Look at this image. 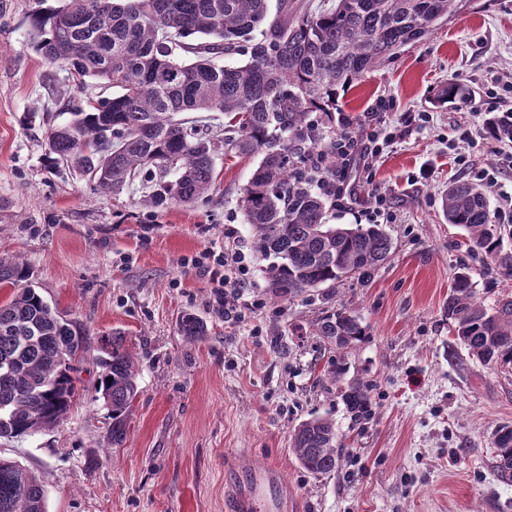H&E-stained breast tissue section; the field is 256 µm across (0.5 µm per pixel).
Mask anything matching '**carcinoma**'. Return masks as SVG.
<instances>
[{
	"instance_id": "carcinoma-1",
	"label": "carcinoma",
	"mask_w": 512,
	"mask_h": 512,
	"mask_svg": "<svg viewBox=\"0 0 512 512\" xmlns=\"http://www.w3.org/2000/svg\"><path fill=\"white\" fill-rule=\"evenodd\" d=\"M34 0L30 24L35 48L66 79L94 80L116 92L70 109L47 132V161L86 178L97 191L137 188L151 208L209 199L215 156L261 157L243 189L241 210L267 290L285 302L310 289L356 278L365 281L391 255L392 240L378 224L327 222L324 198L313 188L316 144L312 112L331 115L337 92L404 49L420 43L460 0H323L312 6L278 0H64L58 7ZM238 56L234 65L220 59ZM468 89L448 82L442 101L465 99ZM197 112L191 121L178 115ZM208 112L224 115L213 130ZM490 136L512 142V112H492ZM445 220L467 234L469 251L495 275L512 276L499 221L487 192L458 180L441 200ZM27 268L0 258V284L18 292L0 303V438H23L60 422L80 396L75 374L85 333L59 315L31 286ZM448 326L468 356L486 366L512 368V297L486 307L468 273L448 294ZM182 335L206 334L186 314ZM316 335L344 347L364 335L346 309L324 316ZM95 399L112 418L120 442L138 396V365L118 334L103 340ZM354 418L371 408L370 389L342 391ZM300 465L312 474L338 467L342 436L332 419L313 417L290 435ZM494 470L512 485V425L495 434ZM0 512H47L37 477L0 458Z\"/></svg>"
}]
</instances>
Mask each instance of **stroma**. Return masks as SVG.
Here are the masks:
<instances>
[{
    "instance_id": "stroma-1",
    "label": "stroma",
    "mask_w": 512,
    "mask_h": 512,
    "mask_svg": "<svg viewBox=\"0 0 512 512\" xmlns=\"http://www.w3.org/2000/svg\"><path fill=\"white\" fill-rule=\"evenodd\" d=\"M33 0H0V257L24 263L48 304L86 334L84 392L58 425L0 439V456L32 471L47 512H225L236 471L276 468L282 512H512V485L495 475L492 441L512 425V370L468 357L448 327L455 276L468 272L478 298L512 294V277L484 275L464 231L447 223L441 194L475 169H494V212H512V143L486 130L477 111L488 90L512 82V0H466L418 45L341 94L336 129L365 132L367 113L392 102L428 123L404 130L370 164L354 162L333 224H364L376 194L391 220L393 252L369 281L350 278L283 303L267 291L240 209L257 159L217 158L220 185L195 206L151 209L139 192L93 190L45 161L50 126L79 100L112 94L76 88L34 47ZM468 98L441 105L449 80ZM244 252L217 287L189 261L205 250ZM223 289L225 305L215 300ZM347 308L365 329L339 348L314 333ZM206 336L187 339L183 315ZM121 333L139 365V394L123 442L96 401L102 339ZM371 388V414L354 421L349 384ZM315 416L343 438L337 469L312 474L290 433Z\"/></svg>"
}]
</instances>
